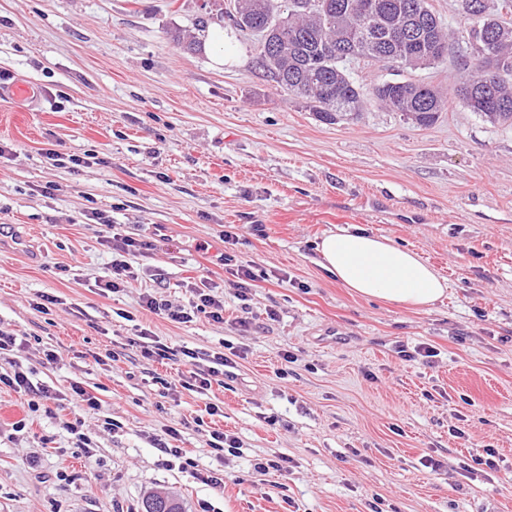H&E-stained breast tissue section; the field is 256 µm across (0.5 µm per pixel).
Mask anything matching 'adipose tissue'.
Listing matches in <instances>:
<instances>
[{
    "label": "adipose tissue",
    "mask_w": 512,
    "mask_h": 512,
    "mask_svg": "<svg viewBox=\"0 0 512 512\" xmlns=\"http://www.w3.org/2000/svg\"><path fill=\"white\" fill-rule=\"evenodd\" d=\"M318 251L323 268L349 292L409 308L434 305L448 281L417 252L390 239L345 230L325 235Z\"/></svg>",
    "instance_id": "ef3b65f1"
}]
</instances>
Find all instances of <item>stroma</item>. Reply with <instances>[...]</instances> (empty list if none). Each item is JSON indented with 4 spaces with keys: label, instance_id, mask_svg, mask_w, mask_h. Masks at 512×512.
Returning <instances> with one entry per match:
<instances>
[{
    "label": "stroma",
    "instance_id": "35a3bbf8",
    "mask_svg": "<svg viewBox=\"0 0 512 512\" xmlns=\"http://www.w3.org/2000/svg\"><path fill=\"white\" fill-rule=\"evenodd\" d=\"M217 12L208 0H0V78L31 89L0 99V224L14 231L0 235V329L26 339L0 373L21 367L63 395L34 411L0 388V512H142L156 490L185 512H477L491 498L512 512V128L455 104L424 128L374 101L359 120L319 121L255 68L256 37L225 33L220 65L169 39ZM48 149L95 161L54 167ZM114 228L163 241L133 257L138 279L103 295ZM338 229L415 250L446 296L413 311L350 294L317 252ZM226 250L253 264L246 300ZM203 283L223 291V323L140 306L146 293L188 304ZM43 293L60 299L46 313ZM144 329L245 357L206 393L168 390L174 365L129 344ZM422 344L435 357L402 358ZM77 419L93 456L66 429ZM172 428L223 489L161 464L154 442ZM213 429L238 454L216 460ZM473 448L494 449V467ZM282 457L287 478L254 469Z\"/></svg>",
    "mask_w": 512,
    "mask_h": 512
}]
</instances>
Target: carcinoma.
<instances>
[{
  "instance_id": "cac0c4a2",
  "label": "carcinoma",
  "mask_w": 512,
  "mask_h": 512,
  "mask_svg": "<svg viewBox=\"0 0 512 512\" xmlns=\"http://www.w3.org/2000/svg\"><path fill=\"white\" fill-rule=\"evenodd\" d=\"M468 20L461 36L463 71L450 84L454 100L492 124L512 126V0H484V15L458 0ZM237 28L278 26L274 43L255 48V64L275 88L301 99L319 120L334 124L364 111L360 85L346 68L353 59L402 69L444 60L456 37L428 0H238ZM390 112L420 127L447 111L446 94L411 79H395L377 96Z\"/></svg>"
}]
</instances>
